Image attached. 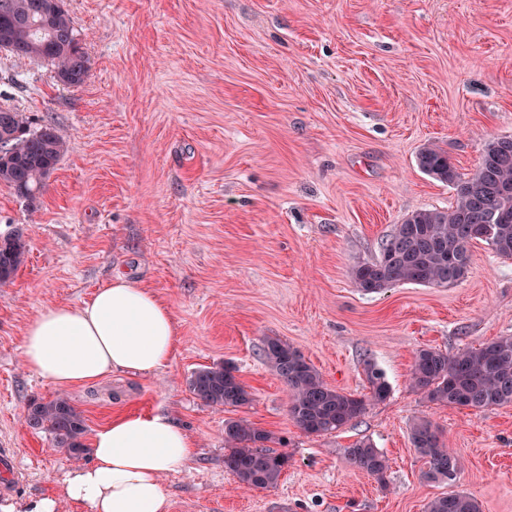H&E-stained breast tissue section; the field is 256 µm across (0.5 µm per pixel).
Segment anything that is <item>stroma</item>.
<instances>
[{
    "label": "stroma",
    "instance_id": "1",
    "mask_svg": "<svg viewBox=\"0 0 512 512\" xmlns=\"http://www.w3.org/2000/svg\"><path fill=\"white\" fill-rule=\"evenodd\" d=\"M90 61L77 87L55 66L0 49V107L53 124L70 150L34 205L0 183V232L28 254L0 285V505L54 497L76 460L26 426L59 391L22 360L27 324L77 304L121 272L170 308L179 334L152 375L116 372L66 396L95 431L124 412L170 413L197 440L164 486L170 512H427L449 488L481 512H512V406L431 401L409 383L418 350L455 353L512 336V260L483 242L448 287L366 293L354 268L415 211L446 209L448 186L416 155L447 151L473 173L512 136V0H65ZM298 349L329 386L363 394L366 364L390 386L341 429L308 435L263 348ZM236 367L251 404L214 409L188 389L199 367ZM269 431L289 465L266 489L224 467V423ZM431 422L456 453L455 485L427 481L410 429ZM389 460L385 483L347 450ZM347 452L358 469L379 482H384L385 474L389 468L388 459L378 448H374L369 442H359L348 448Z\"/></svg>",
    "mask_w": 512,
    "mask_h": 512
}]
</instances>
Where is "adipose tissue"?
I'll list each match as a JSON object with an SVG mask.
<instances>
[{
	"label": "adipose tissue",
	"mask_w": 512,
	"mask_h": 512,
	"mask_svg": "<svg viewBox=\"0 0 512 512\" xmlns=\"http://www.w3.org/2000/svg\"><path fill=\"white\" fill-rule=\"evenodd\" d=\"M170 309L145 285L116 275L80 305L40 312L25 329V367L61 388L115 371L150 375L172 355ZM92 461L67 471L63 499L90 512H169L164 478L183 471L196 442L172 416L118 415L91 438Z\"/></svg>",
	"instance_id": "obj_1"
}]
</instances>
